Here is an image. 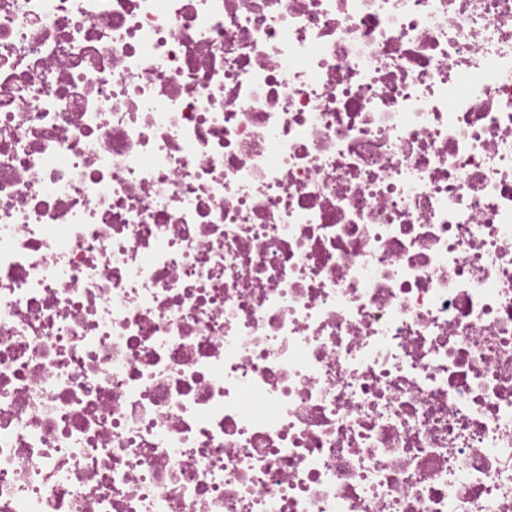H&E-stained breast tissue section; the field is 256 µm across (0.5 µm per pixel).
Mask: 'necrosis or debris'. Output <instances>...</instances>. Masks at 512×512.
I'll list each match as a JSON object with an SVG mask.
<instances>
[{"mask_svg": "<svg viewBox=\"0 0 512 512\" xmlns=\"http://www.w3.org/2000/svg\"><path fill=\"white\" fill-rule=\"evenodd\" d=\"M0 512H512V0H0Z\"/></svg>", "mask_w": 512, "mask_h": 512, "instance_id": "1", "label": "necrosis or debris"}]
</instances>
